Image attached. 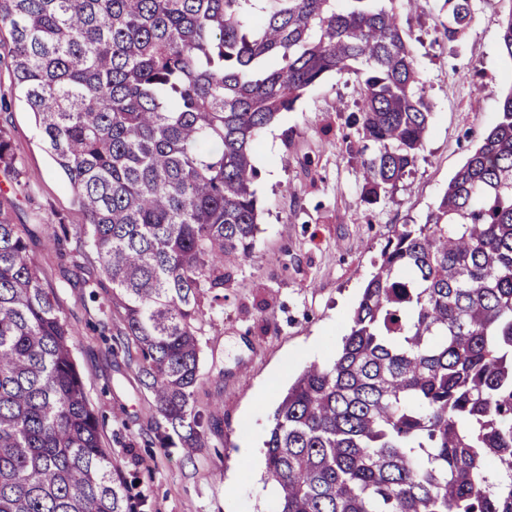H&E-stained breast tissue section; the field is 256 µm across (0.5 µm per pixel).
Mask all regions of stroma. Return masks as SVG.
<instances>
[{"label": "stroma", "instance_id": "1", "mask_svg": "<svg viewBox=\"0 0 512 512\" xmlns=\"http://www.w3.org/2000/svg\"><path fill=\"white\" fill-rule=\"evenodd\" d=\"M395 7L432 104L417 166L393 194L373 205L362 201L360 159L343 140L356 99L339 74L308 89L263 131L252 156L259 232L249 258L225 263L224 311L204 328L196 401L213 434L191 457L180 444L153 443L160 417L98 324L112 285L96 260L44 246L46 216L62 219L71 251L84 219L0 64L19 168L15 175L0 170V204L22 225L44 283L76 334L73 352L87 398L134 512H274L263 459L279 399L307 365L335 355L388 238L402 225L423 223L465 162L471 134L498 121L512 85V61L501 49L503 0H474L473 20L455 42L443 36L442 0H419L412 9L397 0Z\"/></svg>", "mask_w": 512, "mask_h": 512}]
</instances>
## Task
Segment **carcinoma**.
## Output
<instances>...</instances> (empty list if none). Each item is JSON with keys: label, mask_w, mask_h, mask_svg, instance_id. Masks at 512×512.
<instances>
[{"label": "carcinoma", "mask_w": 512, "mask_h": 512, "mask_svg": "<svg viewBox=\"0 0 512 512\" xmlns=\"http://www.w3.org/2000/svg\"><path fill=\"white\" fill-rule=\"evenodd\" d=\"M396 0H0L12 83L73 193L121 336L187 455L224 261L258 232L251 155L331 73L350 76L362 200L424 149L431 103ZM502 46L512 59V0ZM457 40L473 0H444ZM7 120L0 169L17 172ZM74 331L0 204V512H131ZM274 512H512V89L421 224L388 239L327 363L264 442Z\"/></svg>", "instance_id": "cac0c4a2"}]
</instances>
